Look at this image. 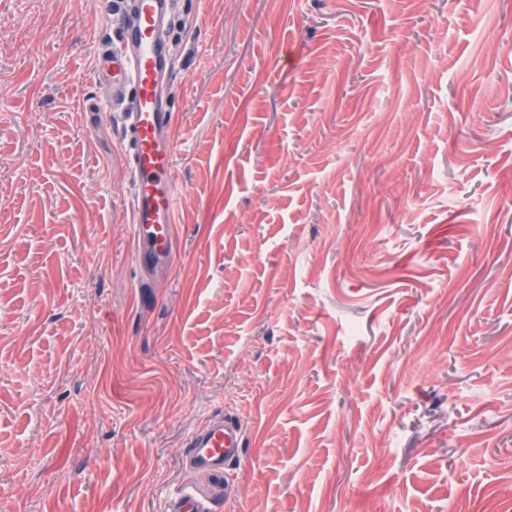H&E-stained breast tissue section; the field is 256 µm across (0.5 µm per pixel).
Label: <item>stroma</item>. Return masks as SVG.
<instances>
[{
  "mask_svg": "<svg viewBox=\"0 0 512 512\" xmlns=\"http://www.w3.org/2000/svg\"><path fill=\"white\" fill-rule=\"evenodd\" d=\"M109 9L0 0V512H512V0H173L148 282ZM186 448L187 460L193 466L223 474L224 468L236 461L243 448L242 429L237 418L230 414L213 420L201 432L193 434Z\"/></svg>",
  "mask_w": 512,
  "mask_h": 512,
  "instance_id": "1",
  "label": "stroma"
}]
</instances>
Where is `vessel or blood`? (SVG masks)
<instances>
[{
    "label": "vessel or blood",
    "instance_id": "vessel-or-blood-1",
    "mask_svg": "<svg viewBox=\"0 0 512 512\" xmlns=\"http://www.w3.org/2000/svg\"><path fill=\"white\" fill-rule=\"evenodd\" d=\"M171 7V0H115L113 16L123 30L122 42L115 48H101L93 67L94 79H116L131 84L134 90L124 123L132 144L130 222L135 262L145 273L159 263L171 262L175 248L174 120L161 91L168 61L158 35ZM187 446L190 464L223 473L241 454V425L235 416L224 415L193 434Z\"/></svg>",
    "mask_w": 512,
    "mask_h": 512
}]
</instances>
